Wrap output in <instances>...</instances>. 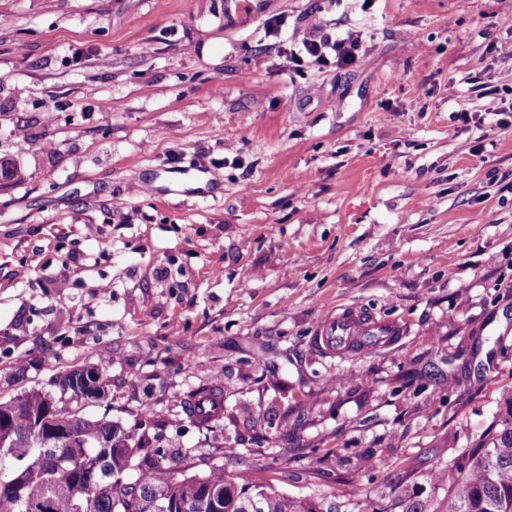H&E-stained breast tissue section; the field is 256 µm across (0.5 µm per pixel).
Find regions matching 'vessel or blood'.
<instances>
[{
  "label": "vessel or blood",
  "mask_w": 512,
  "mask_h": 512,
  "mask_svg": "<svg viewBox=\"0 0 512 512\" xmlns=\"http://www.w3.org/2000/svg\"><path fill=\"white\" fill-rule=\"evenodd\" d=\"M402 335L403 330L396 322L376 319L358 307L348 306L323 318L311 342L330 356H359L390 346Z\"/></svg>",
  "instance_id": "vessel-or-blood-1"
}]
</instances>
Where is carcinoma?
I'll return each mask as SVG.
<instances>
[{"label": "carcinoma", "mask_w": 512, "mask_h": 512, "mask_svg": "<svg viewBox=\"0 0 512 512\" xmlns=\"http://www.w3.org/2000/svg\"><path fill=\"white\" fill-rule=\"evenodd\" d=\"M92 371L65 373L57 394L33 388L0 400V512H335L313 497L246 479L237 484L221 466L198 477L178 475L146 437L80 413ZM178 408L190 422L214 428L224 419V384L198 385ZM52 411L65 431L60 445L32 435L40 416ZM461 459L445 512H512V414L501 421L493 447L466 450Z\"/></svg>", "instance_id": "1"}]
</instances>
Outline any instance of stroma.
Segmentation results:
<instances>
[{"instance_id": "obj_1", "label": "stroma", "mask_w": 512, "mask_h": 512, "mask_svg": "<svg viewBox=\"0 0 512 512\" xmlns=\"http://www.w3.org/2000/svg\"><path fill=\"white\" fill-rule=\"evenodd\" d=\"M312 15L361 32L357 65L290 62ZM510 42L512 0H0V399L108 349L83 414L175 468L444 512L512 407ZM216 164L210 186L163 171ZM351 305L402 340L322 354ZM217 376L207 431L174 402Z\"/></svg>"}]
</instances>
